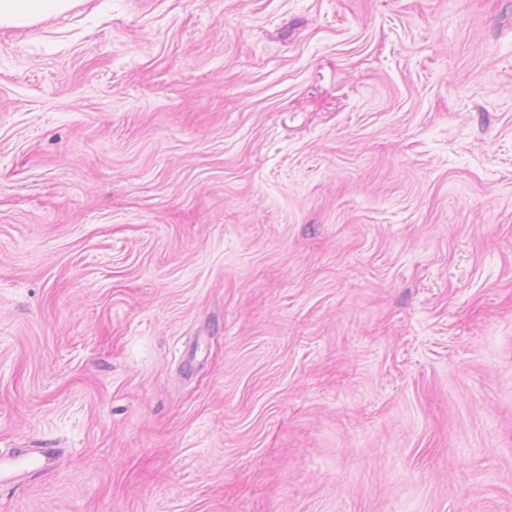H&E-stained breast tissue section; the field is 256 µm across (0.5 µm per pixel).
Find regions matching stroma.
<instances>
[{
  "label": "stroma",
  "mask_w": 512,
  "mask_h": 512,
  "mask_svg": "<svg viewBox=\"0 0 512 512\" xmlns=\"http://www.w3.org/2000/svg\"><path fill=\"white\" fill-rule=\"evenodd\" d=\"M0 512H512V0H85L0 29ZM34 459L20 455L5 456L0 454V484L11 482L30 473V469L39 471L49 468L55 456V448H39Z\"/></svg>",
  "instance_id": "35a3bbf8"
}]
</instances>
